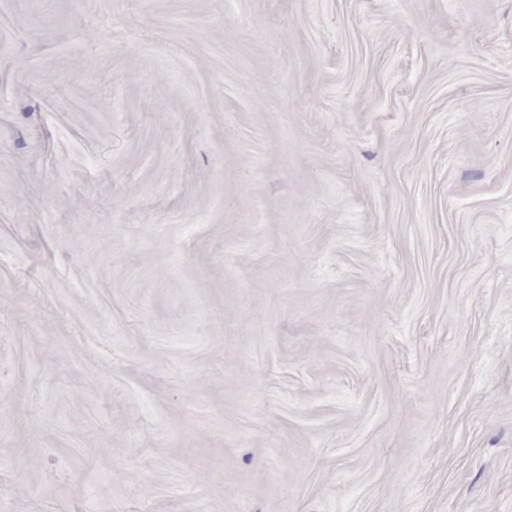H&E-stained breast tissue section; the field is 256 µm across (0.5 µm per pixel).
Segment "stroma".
I'll list each match as a JSON object with an SVG mask.
<instances>
[{
	"label": "stroma",
	"instance_id": "35a3bbf8",
	"mask_svg": "<svg viewBox=\"0 0 512 512\" xmlns=\"http://www.w3.org/2000/svg\"><path fill=\"white\" fill-rule=\"evenodd\" d=\"M0 512H512V0H0Z\"/></svg>",
	"mask_w": 512,
	"mask_h": 512
}]
</instances>
